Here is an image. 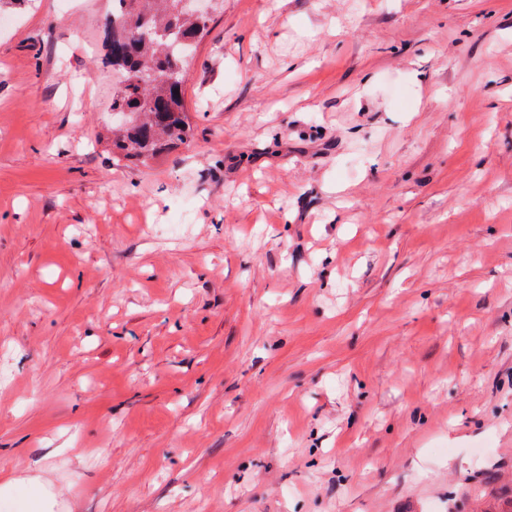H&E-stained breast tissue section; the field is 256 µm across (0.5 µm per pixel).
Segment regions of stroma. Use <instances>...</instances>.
Segmentation results:
<instances>
[{
  "label": "stroma",
  "instance_id": "1",
  "mask_svg": "<svg viewBox=\"0 0 512 512\" xmlns=\"http://www.w3.org/2000/svg\"><path fill=\"white\" fill-rule=\"evenodd\" d=\"M111 9L0 8V468L54 512H512V0H224L145 165ZM20 489L27 492L30 510L28 512H50L51 498L42 487V482L37 478H20L15 472L1 467L0 489Z\"/></svg>",
  "mask_w": 512,
  "mask_h": 512
}]
</instances>
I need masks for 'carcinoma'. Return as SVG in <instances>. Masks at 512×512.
I'll return each instance as SVG.
<instances>
[{
  "instance_id": "cac0c4a2",
  "label": "carcinoma",
  "mask_w": 512,
  "mask_h": 512,
  "mask_svg": "<svg viewBox=\"0 0 512 512\" xmlns=\"http://www.w3.org/2000/svg\"><path fill=\"white\" fill-rule=\"evenodd\" d=\"M181 0H112L104 37L112 69L122 75L112 110L127 113L115 132L123 157L147 159L186 135L183 84L195 39L207 27ZM180 94H175V91Z\"/></svg>"
}]
</instances>
